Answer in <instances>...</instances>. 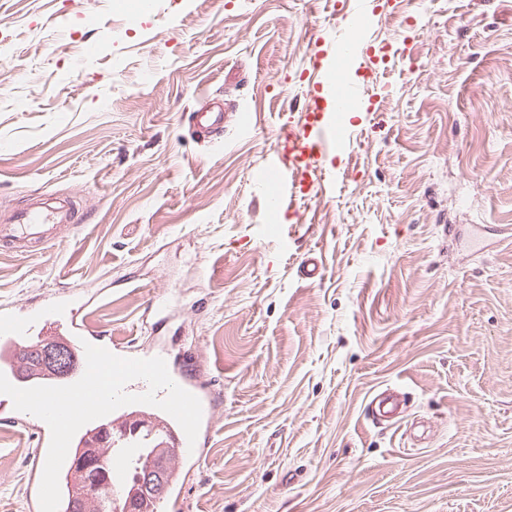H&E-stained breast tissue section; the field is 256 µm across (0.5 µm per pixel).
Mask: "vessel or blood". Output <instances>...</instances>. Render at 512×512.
<instances>
[{
  "label": "vessel or blood",
  "mask_w": 512,
  "mask_h": 512,
  "mask_svg": "<svg viewBox=\"0 0 512 512\" xmlns=\"http://www.w3.org/2000/svg\"><path fill=\"white\" fill-rule=\"evenodd\" d=\"M332 80L336 86L335 107H362L365 94L361 85L350 83L343 70H335ZM326 107L321 96H310L300 120L289 121L288 127L277 143L282 160L287 166L294 186V194L303 198L314 190L313 177L324 168L327 157L335 153L339 139L335 129L324 122ZM224 122L220 112H195L191 124L196 133L208 135L218 130ZM78 209L74 204L47 206L40 197H33L17 208L10 219L0 224V250L5 252H30L44 247L56 237L57 229L64 224H76ZM69 343L76 351H83L85 344L102 345L103 336L95 330L86 317L72 315L63 323L48 319L47 311H35L18 317L10 308L0 309V373L7 379L28 381L29 373L20 368L18 354L21 343L37 341ZM172 379L182 388L195 395L202 405V420L195 443L187 437L172 416L157 417L156 407L132 404L120 407V417L115 422L99 418L85 424L82 444L97 449L107 443L105 454L113 484L123 480L125 462L142 444L162 443L175 449L179 459L200 458L207 445V433L211 427L212 403L205 389L191 375L186 366L169 364ZM403 403L399 394L384 392L371 415L374 422L390 420L398 416Z\"/></svg>",
  "instance_id": "vessel-or-blood-1"
}]
</instances>
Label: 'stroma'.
Segmentation results:
<instances>
[{
  "mask_svg": "<svg viewBox=\"0 0 512 512\" xmlns=\"http://www.w3.org/2000/svg\"><path fill=\"white\" fill-rule=\"evenodd\" d=\"M371 3L0 0V221L36 191L82 208L0 253V306L81 290L112 340L194 354L212 438L174 512H512V0ZM329 30L371 109L327 113L317 196L276 209L277 132ZM388 388L405 411L378 425ZM36 444L0 423V512H29ZM191 124L196 133L209 135L224 124V112H192Z\"/></svg>",
  "mask_w": 512,
  "mask_h": 512,
  "instance_id": "1",
  "label": "stroma"
}]
</instances>
